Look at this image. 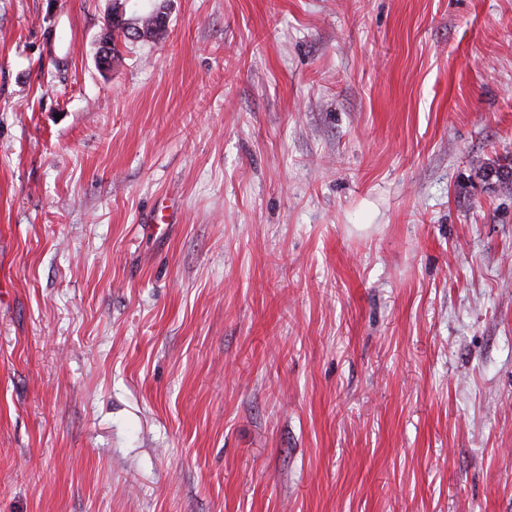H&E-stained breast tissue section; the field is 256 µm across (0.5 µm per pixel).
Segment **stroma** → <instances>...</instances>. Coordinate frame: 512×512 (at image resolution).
<instances>
[{
    "label": "stroma",
    "mask_w": 512,
    "mask_h": 512,
    "mask_svg": "<svg viewBox=\"0 0 512 512\" xmlns=\"http://www.w3.org/2000/svg\"><path fill=\"white\" fill-rule=\"evenodd\" d=\"M505 156L512 0H0V512H512ZM128 22H129V20L123 18L122 14L119 15L117 12L112 14V18H110L107 23L112 26V31H111V29H105V32L102 34V36L99 40L97 56L100 61L102 60V61L106 62V59H109L111 54H112V60H114L118 56L119 50H118L117 44H116L117 41L114 39V33H115L116 39H118V37H119L121 40L123 37L124 41L138 40L143 35V33H144L143 29L139 26H136V28H126L127 25L129 24ZM125 28H126V30H125ZM125 31H126V33H125ZM128 38H130L132 40H130ZM111 48H112V53H111Z\"/></svg>",
    "instance_id": "35a3bbf8"
}]
</instances>
